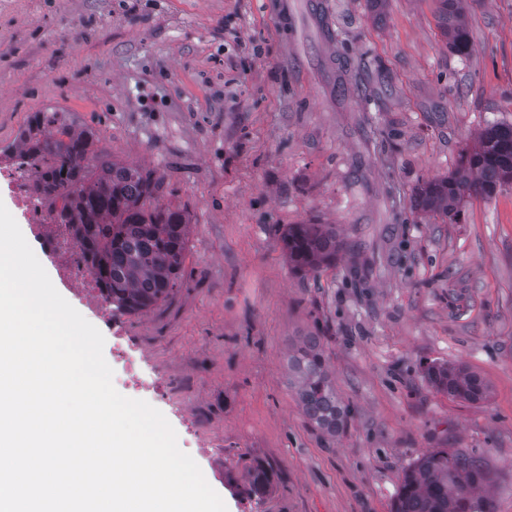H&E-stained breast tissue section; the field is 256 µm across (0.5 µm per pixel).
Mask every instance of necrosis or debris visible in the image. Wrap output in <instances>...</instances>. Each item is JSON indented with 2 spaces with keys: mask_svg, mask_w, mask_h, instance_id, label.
Masks as SVG:
<instances>
[{
  "mask_svg": "<svg viewBox=\"0 0 512 512\" xmlns=\"http://www.w3.org/2000/svg\"><path fill=\"white\" fill-rule=\"evenodd\" d=\"M37 170V163L26 158L0 162V179L11 186L16 209L28 224L39 251L53 260L58 278L97 313L103 328L110 333L112 357L121 366L124 386L138 392L161 393L162 380L152 372L149 354L130 339L125 316L113 311L101 292L72 225L57 223L61 198H45L37 192Z\"/></svg>",
  "mask_w": 512,
  "mask_h": 512,
  "instance_id": "4bbe7bcc",
  "label": "necrosis or debris"
}]
</instances>
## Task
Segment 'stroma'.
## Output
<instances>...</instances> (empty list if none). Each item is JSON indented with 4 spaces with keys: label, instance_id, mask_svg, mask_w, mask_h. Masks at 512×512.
Segmentation results:
<instances>
[{
    "label": "stroma",
    "instance_id": "35a3bbf8",
    "mask_svg": "<svg viewBox=\"0 0 512 512\" xmlns=\"http://www.w3.org/2000/svg\"><path fill=\"white\" fill-rule=\"evenodd\" d=\"M321 2L337 40L323 42ZM436 0H0V149L30 113L69 111L99 150L153 171L191 218L184 275L131 317L163 377L139 392L192 452L227 512H391L420 454H481L512 512V183L459 222L418 211L491 122L512 123V0H470L452 52ZM365 58L372 99L337 97L336 59ZM332 224L334 267L295 272L282 234ZM380 259L366 286L353 266ZM321 336L346 429L314 430L288 354ZM461 363L490 391L434 390ZM268 492L246 489L255 467ZM425 375L437 391H443L455 398L478 402L489 395V386L485 379L462 365L433 363L427 367Z\"/></svg>",
    "mask_w": 512,
    "mask_h": 512
}]
</instances>
